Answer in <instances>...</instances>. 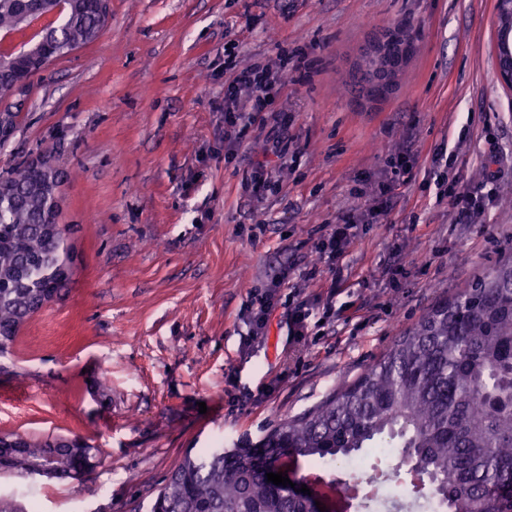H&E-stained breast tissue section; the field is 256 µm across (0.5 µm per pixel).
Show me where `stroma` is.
I'll use <instances>...</instances> for the list:
<instances>
[{
  "instance_id": "1",
  "label": "stroma",
  "mask_w": 512,
  "mask_h": 512,
  "mask_svg": "<svg viewBox=\"0 0 512 512\" xmlns=\"http://www.w3.org/2000/svg\"><path fill=\"white\" fill-rule=\"evenodd\" d=\"M95 42L52 62L25 96L0 171L41 155L68 173L72 283L18 333L0 372V431L78 436L102 462L36 485V512H147L187 451L258 443L281 419L351 383L459 287L512 258V88L497 76L496 0H108ZM414 52L377 100L350 71L377 32ZM236 44L234 64L224 57ZM287 78L292 116L274 193L242 181L270 148L224 150V86L254 62ZM448 172L481 200L458 223L436 197ZM410 153V175L390 159ZM388 203V216L375 215ZM361 223L341 282L313 244ZM317 266L316 279L301 275ZM287 273L335 315L292 340L247 342L250 296Z\"/></svg>"
}]
</instances>
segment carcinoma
<instances>
[{"mask_svg":"<svg viewBox=\"0 0 512 512\" xmlns=\"http://www.w3.org/2000/svg\"><path fill=\"white\" fill-rule=\"evenodd\" d=\"M27 0H0V34L19 28ZM108 16L93 0H72L50 56L63 57L94 41ZM412 54L406 29L382 35L363 56L361 91L371 96L376 53ZM22 61L0 67V89L16 80ZM0 359L33 314L66 288L73 251L55 223L51 198L34 190L41 172L19 161L0 173ZM512 262L464 284L432 307L353 382L307 412L286 418L259 444L186 453L158 489L149 512H316L313 499L267 481L285 459L293 464L360 458L367 448H412L404 456L427 486L415 501L436 498L446 512H512ZM101 463L80 437L34 438L0 432V476L78 478Z\"/></svg>","mask_w":512,"mask_h":512,"instance_id":"obj_1","label":"carcinoma"}]
</instances>
